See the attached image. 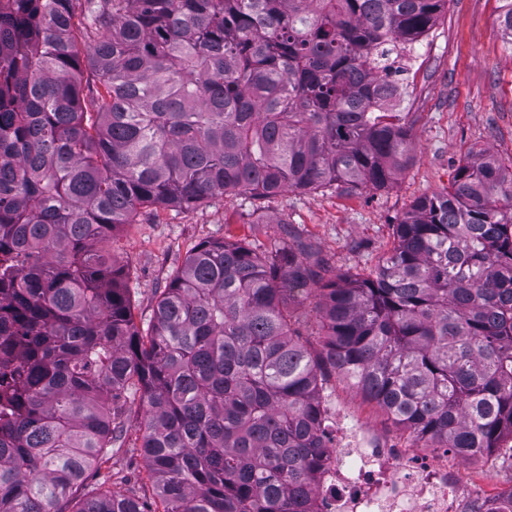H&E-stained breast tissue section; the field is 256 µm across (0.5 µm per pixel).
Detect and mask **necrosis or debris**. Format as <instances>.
I'll use <instances>...</instances> for the list:
<instances>
[{"instance_id":"obj_1","label":"necrosis or debris","mask_w":512,"mask_h":512,"mask_svg":"<svg viewBox=\"0 0 512 512\" xmlns=\"http://www.w3.org/2000/svg\"><path fill=\"white\" fill-rule=\"evenodd\" d=\"M459 483L447 454L401 448L362 430L337 436L313 500L315 512H512V490L457 499Z\"/></svg>"}]
</instances>
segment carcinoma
I'll return each mask as SVG.
<instances>
[{"instance_id": "obj_1", "label": "carcinoma", "mask_w": 512, "mask_h": 512, "mask_svg": "<svg viewBox=\"0 0 512 512\" xmlns=\"http://www.w3.org/2000/svg\"><path fill=\"white\" fill-rule=\"evenodd\" d=\"M81 2L79 33L73 0L0 3V512L73 501L129 391L163 512H313L328 371L462 459L512 440V173L483 150L370 272L324 280L288 224L205 240L145 331L106 248L147 207L391 185L412 135L386 72L447 0ZM499 26L512 49V0ZM309 285L317 354L292 323ZM71 512L150 510L114 481Z\"/></svg>"}]
</instances>
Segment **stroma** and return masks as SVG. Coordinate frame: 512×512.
<instances>
[{
	"mask_svg": "<svg viewBox=\"0 0 512 512\" xmlns=\"http://www.w3.org/2000/svg\"><path fill=\"white\" fill-rule=\"evenodd\" d=\"M499 13V0H448L435 27L412 45L399 105L412 129V159L391 187L356 195L288 190L263 199L218 196L190 209H144L134 223L123 225L111 249L129 276L136 325L147 327L162 289L187 251L201 241L230 236L267 246L288 223L325 259L327 276L365 273L390 249L393 226L414 200L448 189L468 148H485L511 162L512 50L504 44ZM257 209L267 222L254 228L251 214ZM316 302V290H303L294 305L295 326L314 353L321 349ZM323 404L334 415L336 429L353 433L365 428L402 447L415 444L338 374L328 373ZM139 445L138 431L128 430L122 446L111 448L87 472L78 494L113 474L127 478L129 489L160 512ZM461 469L467 495L512 482V441L462 462Z\"/></svg>",
	"mask_w": 512,
	"mask_h": 512,
	"instance_id": "1",
	"label": "stroma"
}]
</instances>
